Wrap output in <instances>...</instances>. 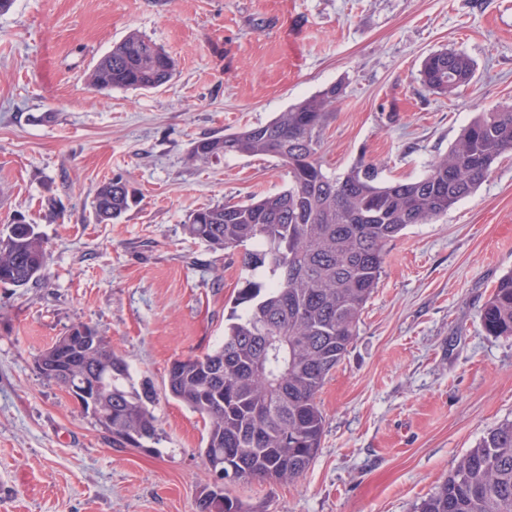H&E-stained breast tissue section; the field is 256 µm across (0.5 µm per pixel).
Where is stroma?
<instances>
[{
    "label": "stroma",
    "instance_id": "obj_1",
    "mask_svg": "<svg viewBox=\"0 0 512 512\" xmlns=\"http://www.w3.org/2000/svg\"><path fill=\"white\" fill-rule=\"evenodd\" d=\"M137 33L174 59L148 90L87 81ZM448 49L475 65L444 97L419 80ZM320 156L413 180L479 113L512 105V0H14L0 14V231L37 225L49 261L0 285V512H196L210 477L202 419L163 389L170 364L214 349L246 272L190 238L188 214L279 192L266 156L193 160L194 142L269 122L334 83ZM135 199L97 223L99 185ZM512 271V155L448 214L386 249L379 284L319 401L321 447L290 483L245 482L248 512H413L484 431L512 420V337L480 310ZM79 323L157 391L155 451L111 435L38 372Z\"/></svg>",
    "mask_w": 512,
    "mask_h": 512
}]
</instances>
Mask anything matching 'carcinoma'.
<instances>
[{
    "instance_id": "obj_1",
    "label": "carcinoma",
    "mask_w": 512,
    "mask_h": 512,
    "mask_svg": "<svg viewBox=\"0 0 512 512\" xmlns=\"http://www.w3.org/2000/svg\"><path fill=\"white\" fill-rule=\"evenodd\" d=\"M174 60L151 39L131 33L112 45L90 74L100 88L145 89L167 83ZM474 65L453 50L430 54L420 70L430 91L450 96L468 83ZM332 84L271 121L195 142L193 159L220 155L269 156L286 168L288 185L249 203L226 201L188 215L186 233L214 250L244 251L243 266L266 282L245 280L235 304L241 314L224 325V340L202 355L174 362L164 390L205 424L204 461L219 480L197 500L198 512H246L229 486L251 480L290 482L310 466L321 446L319 393L357 335L377 287L386 246L412 224L445 215L512 152V105L475 118L447 155L411 181L386 182L360 161L341 175L323 169L319 149L336 102ZM131 194L120 178L102 183L93 209L98 222L118 220ZM48 260L35 224H12L0 235V283L24 287ZM487 334L512 336V272L499 279L481 309ZM68 358L78 376L101 379L99 400L112 406V441L126 435L137 448L159 441L154 388L136 387L130 366L101 337L95 350L58 347L39 358ZM112 376L99 377L101 359ZM414 512H512V421L486 431L439 488Z\"/></svg>"
}]
</instances>
